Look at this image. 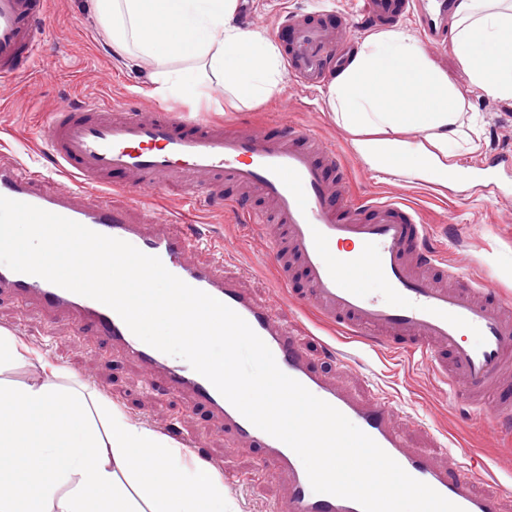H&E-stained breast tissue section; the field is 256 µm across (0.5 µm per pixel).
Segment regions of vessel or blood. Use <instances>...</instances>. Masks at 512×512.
<instances>
[{
  "mask_svg": "<svg viewBox=\"0 0 512 512\" xmlns=\"http://www.w3.org/2000/svg\"><path fill=\"white\" fill-rule=\"evenodd\" d=\"M455 5L456 0H366L362 21L393 23L413 13L430 45L445 48ZM46 15L47 0H0V83L27 72ZM351 26L345 17L316 11L289 17L278 27L298 83L320 84L344 66L346 54L329 32ZM43 152L71 190L47 191L44 171L0 162V196L159 257L169 272L239 314L285 374L341 411L413 478L464 512H503V495L477 492L468 470L452 461L436 464L410 447L389 400L361 399L319 371L301 339L270 305L225 275L222 263L193 260L191 251L204 242L200 232L153 216L133 220L127 209L89 201L84 190L92 185L159 190L168 178L172 189H185L187 202L220 205L253 224V212L225 197L222 186L256 189L274 207L272 258L281 284L298 269L305 277L301 298L323 321L382 341L395 352L421 356L444 378L451 396L473 407L475 418L510 434L512 398L501 393L498 382L512 368V299L489 293L477 278L445 287L449 271L439 253L428 248V228L413 207L397 199L342 193L345 167L339 150L296 124L253 129L185 119L174 106L143 112L130 101H81L50 114ZM1 293L25 301L48 321L69 322L91 339L121 348L140 364L150 384L209 408L235 442L256 448L287 475L281 512H362L353 500L314 492L290 447L250 423L189 364L142 342L106 305L3 265Z\"/></svg>",
  "mask_w": 512,
  "mask_h": 512,
  "instance_id": "vessel-or-blood-1",
  "label": "vessel or blood"
}]
</instances>
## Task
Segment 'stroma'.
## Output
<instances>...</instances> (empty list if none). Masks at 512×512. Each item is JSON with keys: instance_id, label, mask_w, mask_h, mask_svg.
Wrapping results in <instances>:
<instances>
[{"instance_id": "obj_1", "label": "stroma", "mask_w": 512, "mask_h": 512, "mask_svg": "<svg viewBox=\"0 0 512 512\" xmlns=\"http://www.w3.org/2000/svg\"><path fill=\"white\" fill-rule=\"evenodd\" d=\"M48 8L41 46L29 73L0 85V160L31 168L43 163L44 118L60 105L76 99L118 102L128 95L135 96L137 104L146 109L161 102L151 91L146 63L113 58L87 0H49ZM318 8L351 17L358 0H239L238 13L247 17L248 27L271 36L287 16ZM461 91L468 110L477 114L481 124L479 157L505 159L498 168L501 194H493L479 181L462 187L452 180L429 188L371 170L353 152L351 133L337 125L324 87L312 90L290 76L261 104L220 112L190 88L183 89L172 103L186 109L192 119L251 128L280 121L314 127L342 154L348 196L376 194L410 203L428 226L431 241L449 268L465 276H482L486 287L512 297V100L486 95L466 84ZM108 200L128 208L135 218L185 211L188 220L203 225L207 235L223 245L226 273L239 277L243 288L274 307L290 331L305 337L306 348L320 370L349 382L363 397L391 399L399 417L397 425L409 445L428 452L435 463L446 464L453 455L465 464L470 455H477L484 463L478 473L480 488L512 492V461L503 457L511 445L496 434L493 425H474L468 405L449 401L447 385L425 362L395 354L376 340L350 338L320 322L313 309L295 297L302 286L301 276H294L290 286L280 285L263 225L240 223L233 211L217 206L184 208L174 193L161 195L142 189L115 192ZM0 328L9 330L47 361L65 364L92 382L132 421L161 434L177 425L183 439L201 445L208 460L230 473L249 475L265 470V477L253 484L225 483L224 494L235 512H278L288 492L287 477L276 473L273 465L259 467L255 449L233 448L230 435L207 408L151 391L136 363L88 345L82 331L63 323L49 324L42 315L22 309L6 295H0ZM326 346L333 350V359L324 357Z\"/></svg>"}]
</instances>
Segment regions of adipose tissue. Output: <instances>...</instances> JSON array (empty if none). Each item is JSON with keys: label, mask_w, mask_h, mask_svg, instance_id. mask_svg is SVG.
I'll list each match as a JSON object with an SVG mask.
<instances>
[{"label": "adipose tissue", "mask_w": 512, "mask_h": 512, "mask_svg": "<svg viewBox=\"0 0 512 512\" xmlns=\"http://www.w3.org/2000/svg\"><path fill=\"white\" fill-rule=\"evenodd\" d=\"M114 53L153 61V91L187 86L235 108L275 92L280 45L237 21V0H92ZM453 42L471 88L512 100V0H459ZM337 124L369 168L444 184L470 132L461 90L418 38L399 28L365 37L328 85ZM416 131L418 140L407 139ZM27 348L0 330V512H229L224 476L132 421L63 365L27 382L10 372Z\"/></svg>", "instance_id": "obj_1"}]
</instances>
